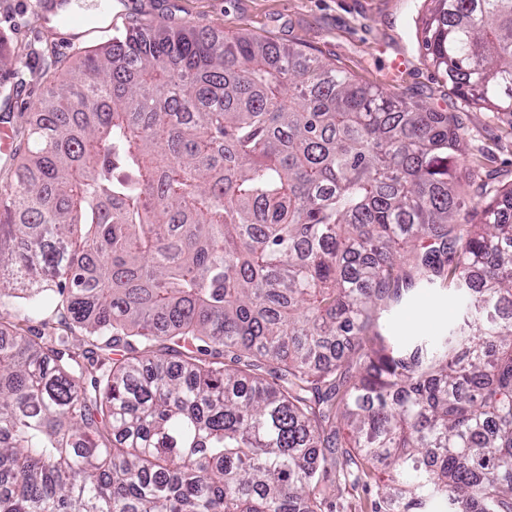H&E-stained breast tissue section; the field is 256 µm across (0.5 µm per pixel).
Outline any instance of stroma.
<instances>
[{"instance_id":"obj_1","label":"stroma","mask_w":512,"mask_h":512,"mask_svg":"<svg viewBox=\"0 0 512 512\" xmlns=\"http://www.w3.org/2000/svg\"><path fill=\"white\" fill-rule=\"evenodd\" d=\"M55 0H0V51L14 86V149L0 157V186L9 184L21 156L33 143L25 127L31 105L54 73L88 49H101L132 27L185 25L219 33H247L282 46L300 45L344 71L355 82L414 97L442 112L457 113L468 129L470 160L512 183V114L475 109L426 61L420 48L424 0H112L108 12L96 0H68L89 15L90 25L71 32L70 46L52 22ZM404 59L401 72L392 63ZM463 310L460 295L441 288L416 289L404 304L384 312L388 334L408 340L436 335Z\"/></svg>"}]
</instances>
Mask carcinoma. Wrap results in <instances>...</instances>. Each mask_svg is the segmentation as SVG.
<instances>
[{
    "label": "carcinoma",
    "mask_w": 512,
    "mask_h": 512,
    "mask_svg": "<svg viewBox=\"0 0 512 512\" xmlns=\"http://www.w3.org/2000/svg\"><path fill=\"white\" fill-rule=\"evenodd\" d=\"M431 2L427 60L512 112V0ZM29 131L0 190V512H336L372 486L371 512H512V185L462 164L457 116L160 25L48 83ZM422 283L465 308L400 344L382 312ZM47 304L84 349L25 333Z\"/></svg>",
    "instance_id": "cac0c4a2"
}]
</instances>
